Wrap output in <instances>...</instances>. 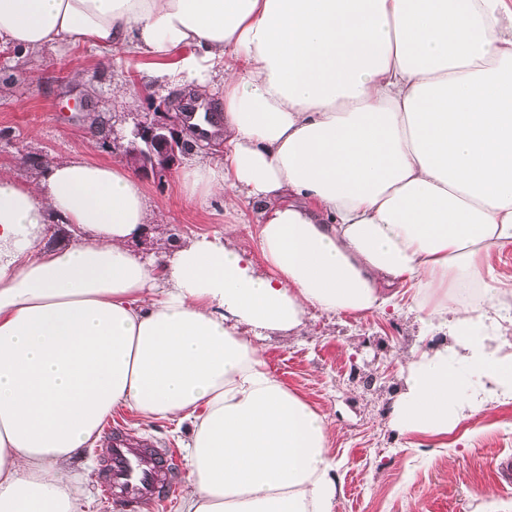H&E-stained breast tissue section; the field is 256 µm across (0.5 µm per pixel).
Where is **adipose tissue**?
Segmentation results:
<instances>
[{"label":"adipose tissue","mask_w":512,"mask_h":512,"mask_svg":"<svg viewBox=\"0 0 512 512\" xmlns=\"http://www.w3.org/2000/svg\"><path fill=\"white\" fill-rule=\"evenodd\" d=\"M121 47L222 76L224 152L176 179L206 207L259 204L268 274L224 236L150 258L120 164L0 174V512H79L65 468L113 410L191 424L183 512H333L323 416L241 333L310 311L413 308L452 345L403 356L391 420L442 440L512 399V0H0V45ZM74 227L63 249L49 225Z\"/></svg>","instance_id":"adipose-tissue-1"}]
</instances>
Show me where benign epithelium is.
Returning <instances> with one entry per match:
<instances>
[{
	"mask_svg": "<svg viewBox=\"0 0 512 512\" xmlns=\"http://www.w3.org/2000/svg\"><path fill=\"white\" fill-rule=\"evenodd\" d=\"M181 138L174 116L155 112L134 128L132 139L122 146V155L138 175L160 182L180 161Z\"/></svg>",
	"mask_w": 512,
	"mask_h": 512,
	"instance_id": "7a95c632",
	"label": "benign epithelium"
}]
</instances>
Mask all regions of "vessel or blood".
I'll use <instances>...</instances> for the list:
<instances>
[{
    "label": "vessel or blood",
    "mask_w": 512,
    "mask_h": 512,
    "mask_svg": "<svg viewBox=\"0 0 512 512\" xmlns=\"http://www.w3.org/2000/svg\"><path fill=\"white\" fill-rule=\"evenodd\" d=\"M106 437L112 451L103 466L101 489L119 512H140L167 502L181 472L175 452L131 441L117 431Z\"/></svg>",
    "instance_id": "b4317fda"
}]
</instances>
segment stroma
<instances>
[{
	"instance_id": "1",
	"label": "stroma",
	"mask_w": 512,
	"mask_h": 512,
	"mask_svg": "<svg viewBox=\"0 0 512 512\" xmlns=\"http://www.w3.org/2000/svg\"><path fill=\"white\" fill-rule=\"evenodd\" d=\"M154 66L153 58L121 48L106 66L90 45L25 54L0 46V83L10 86L0 94V171L27 182L39 174V158L121 161L119 144L172 92L151 78ZM119 86L136 93V108L114 96ZM144 189L155 218L134 250L169 251L198 234H223L230 223L237 230L229 244L264 272L256 205L241 203L232 215L216 201L189 206L171 176L145 181ZM444 341L443 332L426 327L405 301L383 314L313 311L300 329L258 339L272 375L329 427L328 446L342 484L334 512H485L490 500L512 501V483L500 476L512 464V401L488 405L442 442L415 440L390 422L403 384L400 353ZM113 415L126 433L187 454L190 423L146 420L126 408ZM104 445L100 439L81 449L72 464L86 477L81 512H115L98 486Z\"/></svg>"
}]
</instances>
